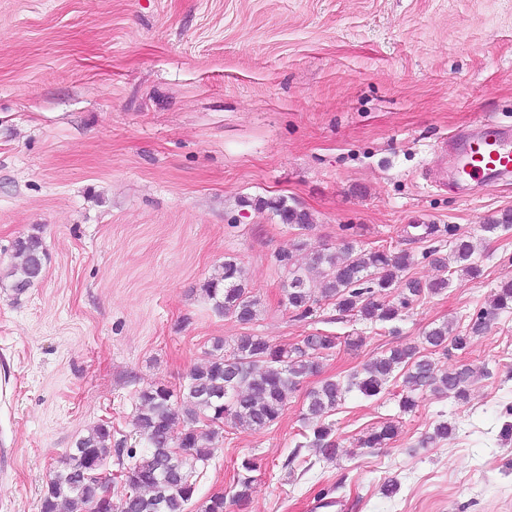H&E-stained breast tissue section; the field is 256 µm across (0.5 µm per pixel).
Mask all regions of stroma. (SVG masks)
I'll use <instances>...</instances> for the list:
<instances>
[{
	"label": "stroma",
	"instance_id": "stroma-1",
	"mask_svg": "<svg viewBox=\"0 0 512 512\" xmlns=\"http://www.w3.org/2000/svg\"><path fill=\"white\" fill-rule=\"evenodd\" d=\"M485 119L512 123V0H0V272L13 244L39 235L42 280L0 287V512H39L75 441L108 420L139 447L138 393L180 388L215 339L244 333L277 345L324 332L338 345L321 374L342 378L431 327L464 326L512 279V231L482 224L512 210V178L460 192L429 181L449 134ZM285 198L306 234L259 210ZM435 224L420 238L408 225ZM473 237L477 277L371 324L325 303L309 317L285 304L274 255L355 235L365 249L406 250L408 274L449 253L447 227ZM236 258L260 302L242 325L216 312L204 283ZM439 366L488 368L467 402L424 393L401 412L385 395H348L331 420L342 453L301 447L303 392L270 427H225L197 479L190 512L231 494L254 457L246 512H512V313L466 354ZM442 420L454 435L423 446ZM396 442L358 447L383 422ZM298 459H291V452ZM397 478L399 492L379 488Z\"/></svg>",
	"mask_w": 512,
	"mask_h": 512
}]
</instances>
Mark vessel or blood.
<instances>
[{
	"label": "vessel or blood",
	"mask_w": 512,
	"mask_h": 512,
	"mask_svg": "<svg viewBox=\"0 0 512 512\" xmlns=\"http://www.w3.org/2000/svg\"><path fill=\"white\" fill-rule=\"evenodd\" d=\"M440 150L445 165L436 182L484 185L512 176V125L481 120L449 135Z\"/></svg>",
	"instance_id": "1"
}]
</instances>
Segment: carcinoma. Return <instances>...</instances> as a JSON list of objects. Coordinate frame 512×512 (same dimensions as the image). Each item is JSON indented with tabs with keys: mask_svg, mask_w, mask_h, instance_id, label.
Here are the masks:
<instances>
[{
	"mask_svg": "<svg viewBox=\"0 0 512 512\" xmlns=\"http://www.w3.org/2000/svg\"><path fill=\"white\" fill-rule=\"evenodd\" d=\"M259 208L275 212L282 223L299 231L312 229V219L304 210L288 206L282 197L259 203ZM489 235L512 231V211L482 225ZM450 256L432 249L425 257L458 276L477 271L472 257L475 246L469 236L448 229ZM301 245L276 255V262L288 272L283 296L288 307L308 316L321 300L330 301L342 313L370 323H392L402 319L414 303L439 295L448 289L450 278L422 283L405 279L412 264L406 250L363 249L345 239L335 250L325 248L298 257ZM18 263L0 274V284L22 294L41 278L47 252L41 237L31 234L15 241ZM203 291L213 308L234 317L239 323H252L260 301L248 289L245 271L232 257L224 258L217 273ZM512 310V279L500 283L491 304L473 315L466 327L455 330L442 323L426 331L423 344L444 355L465 352L473 338L485 334L503 312ZM338 345V337L316 332L289 347L270 343L246 333L237 338L229 352L217 339L206 352L205 361L193 367L184 385L172 390L159 383L138 393L137 434L146 445L139 454L126 441L114 439L112 425L102 421L78 438L63 469L47 481L40 500V512H108L109 490L91 476L92 468L114 456L124 477V494L118 512H188L195 497V474L212 459L224 426L257 429L273 425L284 413L288 395L301 389L305 380L318 373L320 359ZM402 377L404 387L400 410L411 412L419 395L429 391L437 397L465 402L478 371L468 363L439 373L436 362L420 347L402 344L366 362L347 378H326L308 389L303 416V448H316L332 461L338 441L334 423L328 417L356 392L365 398L378 397L389 378ZM454 433L448 421L439 422L425 442L437 444ZM398 436L391 422L374 426L360 438L363 448H383ZM257 464L245 457L238 467L232 502L243 507L249 501L251 473Z\"/></svg>",
	"mask_w": 512,
	"mask_h": 512,
	"instance_id": "1",
	"label": "carcinoma"
}]
</instances>
